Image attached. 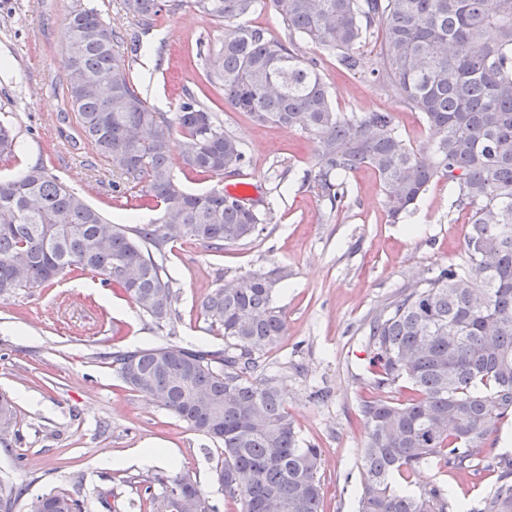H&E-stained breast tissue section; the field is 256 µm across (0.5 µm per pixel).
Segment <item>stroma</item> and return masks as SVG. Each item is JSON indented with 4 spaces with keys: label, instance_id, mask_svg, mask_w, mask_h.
<instances>
[{
    "label": "stroma",
    "instance_id": "stroma-1",
    "mask_svg": "<svg viewBox=\"0 0 512 512\" xmlns=\"http://www.w3.org/2000/svg\"><path fill=\"white\" fill-rule=\"evenodd\" d=\"M121 27V55L132 64L139 90L160 111L177 112V89L202 76L198 47H216L223 27L190 7L161 16L143 31L126 18L120 0H93ZM74 0H0V113L18 132L13 155L0 157V178L44 164L64 183L118 223L133 204L112 191L110 167L62 121L68 55L64 31ZM375 45L362 48L357 69L314 44L306 55L325 74L333 107L342 113L391 112L403 138L429 146L431 132L417 110L390 96L370 74ZM224 127L240 140L246 163L239 174L210 178L186 173L172 140L175 177L191 191L250 185L266 217L259 234L217 252L186 238L169 242L165 264L179 293L176 343L224 347V332L199 309L220 285L274 266L289 277L277 290L288 330L260 355L277 375L302 445L323 454L319 478L323 512H356L363 471L358 462L364 431L358 405L371 392L366 349L368 324L392 296L461 262L470 231L446 181L430 184L415 207L391 222L376 173H347L349 194L331 209L309 178L315 145L301 129L258 125L225 108ZM125 295L89 274L69 275L39 288L0 297V394L17 409V435L0 440V484L35 495L66 492L84 512H139L137 503L157 477L187 476L218 512H242L225 497L216 443L190 430L173 413L117 376L110 356L167 342ZM152 441L170 448L178 466H113V459ZM420 485L442 484L469 506L490 490L483 470L447 473L426 466Z\"/></svg>",
    "mask_w": 512,
    "mask_h": 512
}]
</instances>
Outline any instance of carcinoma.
<instances>
[{"label":"carcinoma","instance_id":"cac0c4a2","mask_svg":"<svg viewBox=\"0 0 512 512\" xmlns=\"http://www.w3.org/2000/svg\"><path fill=\"white\" fill-rule=\"evenodd\" d=\"M224 26L205 57L202 85L181 88L171 119L137 88L130 61L115 53L121 29L101 9L77 3L64 32L69 56L67 106L84 144L112 168L113 192L160 209L150 224H110L103 212L38 164L0 180V296L92 272L130 298L159 329L174 331L178 296L163 261L168 242L188 237L223 249L253 237L264 215L222 189L188 192L172 173L174 134L190 173L236 174L245 154L217 111L219 101L259 124L300 128L315 142L310 173L331 208L362 166L378 175L388 216L406 215L435 180L470 212L465 259L398 292L369 327L371 386L361 400L365 472L357 512H466L438 486L400 488L421 467L482 466L497 473L473 512H512V458L485 445L512 422V0H122L145 30L184 5ZM266 9L288 41L244 20ZM378 43L371 74L389 94L421 112L434 140L406 142L391 112L334 111L313 43L355 69L358 51ZM17 134L0 118V155ZM288 270L274 266L214 289L202 314L224 330V350L167 343L112 353L130 389L149 396L187 426L221 444L224 495L242 512H321L320 448L302 447L281 381L258 354L287 332L274 295ZM410 391L399 401L388 396ZM13 402L0 395V436L16 426ZM171 512H216L185 476L160 477ZM26 512H84L65 492L40 494Z\"/></svg>","mask_w":512,"mask_h":512}]
</instances>
